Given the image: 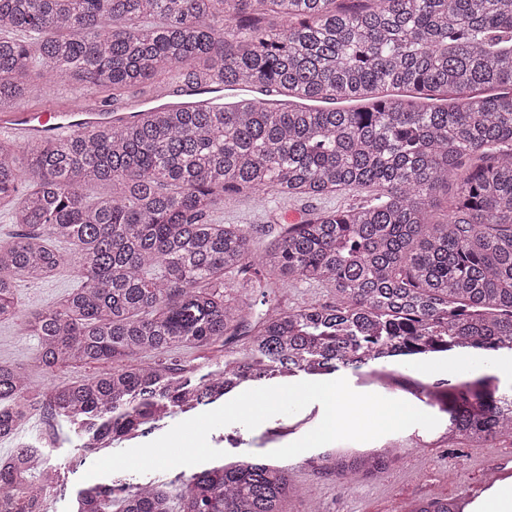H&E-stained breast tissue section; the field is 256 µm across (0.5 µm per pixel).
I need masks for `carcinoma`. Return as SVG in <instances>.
<instances>
[{
    "label": "carcinoma",
    "mask_w": 512,
    "mask_h": 512,
    "mask_svg": "<svg viewBox=\"0 0 512 512\" xmlns=\"http://www.w3.org/2000/svg\"><path fill=\"white\" fill-rule=\"evenodd\" d=\"M201 73L361 106L151 110L23 148L0 139V209L22 226L0 245V321L18 314L19 282L69 263L82 285L29 314L39 364H112L32 398L28 371L1 362L0 436L42 410L87 456L275 379L512 352V0H0V112L37 91L35 75L116 101ZM98 183L111 192L91 202L83 186ZM450 186L438 220L436 194ZM364 188L372 199L270 228L263 249L255 225L207 221L229 194ZM249 270L263 310L233 289ZM286 276L332 287L336 302L284 305ZM240 336L244 349L205 373L159 359ZM426 399L448 414L450 440L512 437V385L495 376ZM396 455L332 449L317 460L340 482L381 473ZM56 472L42 437H30L0 460V512H42ZM295 492L288 469L238 460L191 473L174 495L145 483L116 500L112 481L87 484L74 508L281 512ZM464 508L438 499L411 512Z\"/></svg>",
    "instance_id": "obj_1"
}]
</instances>
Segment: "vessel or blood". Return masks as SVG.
<instances>
[{"label": "vessel or blood", "instance_id": "1", "mask_svg": "<svg viewBox=\"0 0 512 512\" xmlns=\"http://www.w3.org/2000/svg\"><path fill=\"white\" fill-rule=\"evenodd\" d=\"M245 95L265 104L275 98L272 89L266 87L227 89L203 77L190 83L167 84L152 94L131 96L112 105L66 83L60 85L55 97L0 113V134H8L17 144L28 145L51 136L130 123L139 119L142 108L149 104L174 111L224 110L238 107Z\"/></svg>", "mask_w": 512, "mask_h": 512}]
</instances>
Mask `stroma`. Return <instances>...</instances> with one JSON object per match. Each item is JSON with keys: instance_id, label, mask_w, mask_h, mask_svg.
Segmentation results:
<instances>
[{"instance_id": "obj_1", "label": "stroma", "mask_w": 512, "mask_h": 512, "mask_svg": "<svg viewBox=\"0 0 512 512\" xmlns=\"http://www.w3.org/2000/svg\"><path fill=\"white\" fill-rule=\"evenodd\" d=\"M370 196L369 190L359 189L332 197L274 198L267 207L260 209L251 197L233 195L225 197L223 205L212 211L211 219L220 224H278L283 214L290 211L303 217L314 211L363 201ZM79 285L80 280L69 265L61 267L49 280L20 283L16 319L0 322V362L24 365L31 376L33 389L66 383L105 369L104 364L98 363L54 372L44 371L36 361L39 340L28 335L26 330V318L31 310L53 305ZM487 371L484 365L463 371L430 373L402 369L398 372L399 382L395 385L367 370L357 375L347 374L346 379L357 392L402 399L415 406L419 403L414 394L417 383L444 387L448 382L474 378ZM300 419L305 422L303 431L312 430L321 421L320 415L308 406L296 415L272 417L252 430L233 424L217 428L209 434L208 441L212 447L225 451L226 462L242 457L261 461L266 453L300 439L302 431L277 438L272 435L275 428L292 425ZM35 431L45 439L51 451L50 461L58 467L61 475L54 493L44 500L42 510L70 512L76 492L82 485L81 478L96 457L75 451L50 423L36 413L22 426L17 437L0 441V459L8 458L20 441ZM372 445L376 448L389 445L400 449V457L387 474L377 479L353 476L340 484L333 475L310 465L303 466L291 474L294 485L300 487L301 493L285 498L282 512H308L309 503L314 499L320 502L321 512H389L397 501L412 508L418 501L427 498H466L469 483L485 476L499 457L512 452V443L506 441L472 447L443 439L442 430L438 427L391 433L373 440ZM452 465L462 469L464 480L451 482L445 478V471Z\"/></svg>"}]
</instances>
